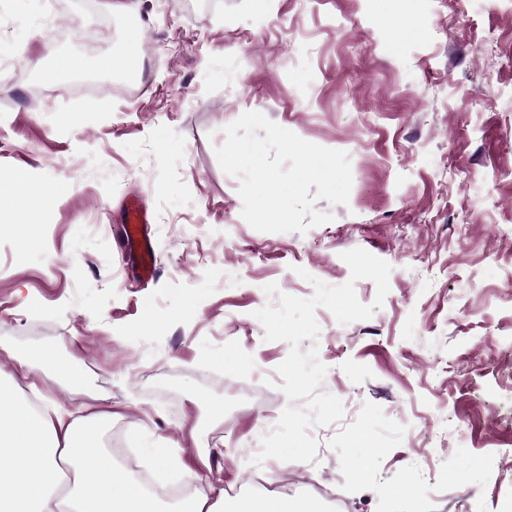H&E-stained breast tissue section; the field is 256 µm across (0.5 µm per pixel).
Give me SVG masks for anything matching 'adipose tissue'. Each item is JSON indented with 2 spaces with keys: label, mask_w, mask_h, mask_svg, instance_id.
<instances>
[{
  "label": "adipose tissue",
  "mask_w": 512,
  "mask_h": 512,
  "mask_svg": "<svg viewBox=\"0 0 512 512\" xmlns=\"http://www.w3.org/2000/svg\"><path fill=\"white\" fill-rule=\"evenodd\" d=\"M98 414L37 412L0 380V512H160V496L100 448ZM178 512H309L298 499L192 496Z\"/></svg>",
  "instance_id": "obj_1"
}]
</instances>
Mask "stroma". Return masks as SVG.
Masks as SVG:
<instances>
[{"instance_id": "obj_1", "label": "stroma", "mask_w": 512, "mask_h": 512, "mask_svg": "<svg viewBox=\"0 0 512 512\" xmlns=\"http://www.w3.org/2000/svg\"><path fill=\"white\" fill-rule=\"evenodd\" d=\"M108 2L0 0V179L24 169L56 187L46 209L0 213L39 237L32 251L0 237V370L26 363L16 387L38 409L110 413L103 447L117 431L136 452L146 434L168 475L258 495L242 452L288 404L270 382L289 345L254 316L264 287L311 297L298 267L344 284L341 255L361 248L392 267L382 307L349 324L317 308L318 340L300 344L317 345L343 416L313 428V461L262 472L322 512H512V0ZM174 29L183 46L156 55ZM126 48L136 95L95 66ZM59 55L100 89L45 83ZM247 111L347 153L348 206L315 205L331 222L243 220L215 148ZM133 194L151 217L150 280L117 232ZM47 345L80 388L41 369Z\"/></svg>"}]
</instances>
